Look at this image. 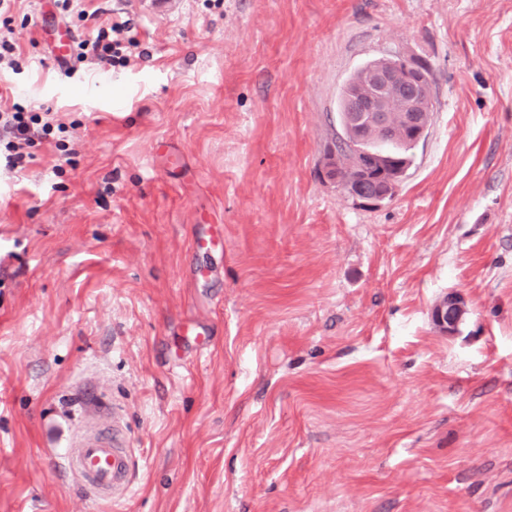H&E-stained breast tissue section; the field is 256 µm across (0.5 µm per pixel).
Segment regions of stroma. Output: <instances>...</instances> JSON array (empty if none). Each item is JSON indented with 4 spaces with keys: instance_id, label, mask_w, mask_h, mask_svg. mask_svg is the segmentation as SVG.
<instances>
[{
    "instance_id": "35a3bbf8",
    "label": "stroma",
    "mask_w": 512,
    "mask_h": 512,
    "mask_svg": "<svg viewBox=\"0 0 512 512\" xmlns=\"http://www.w3.org/2000/svg\"><path fill=\"white\" fill-rule=\"evenodd\" d=\"M130 21L100 72L50 56ZM0 512H512V0H11ZM434 74L396 195L325 173L367 60ZM461 296L451 335L436 303ZM109 432L111 503L60 472ZM41 117L36 112H26L17 104H13L11 109H6L0 113V156H2V135L6 137L3 143L4 150L8 152L6 159L12 167L22 165L26 157L30 158L29 153L23 150L25 145L29 144L33 125L39 124Z\"/></svg>"
}]
</instances>
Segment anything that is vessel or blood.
Returning a JSON list of instances; mask_svg holds the SVG:
<instances>
[{
  "mask_svg": "<svg viewBox=\"0 0 512 512\" xmlns=\"http://www.w3.org/2000/svg\"><path fill=\"white\" fill-rule=\"evenodd\" d=\"M130 464L127 450L105 435L87 438L69 449L62 462L65 472L81 478L85 492L107 500L129 493Z\"/></svg>",
  "mask_w": 512,
  "mask_h": 512,
  "instance_id": "vessel-or-blood-1",
  "label": "vessel or blood"
}]
</instances>
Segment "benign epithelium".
<instances>
[{"label":"benign epithelium","mask_w":512,"mask_h":512,"mask_svg":"<svg viewBox=\"0 0 512 512\" xmlns=\"http://www.w3.org/2000/svg\"><path fill=\"white\" fill-rule=\"evenodd\" d=\"M425 81V71L405 55L365 72L363 91L347 93V119L358 138L365 139L372 129L390 135L393 129L391 112L396 111L411 140L419 142L431 120L423 97ZM397 190L398 185L393 183V179H381L374 183L370 200L378 203ZM465 312L461 297L448 296L433 307L432 320L443 333L451 335L457 331Z\"/></svg>","instance_id":"7a95c632"}]
</instances>
